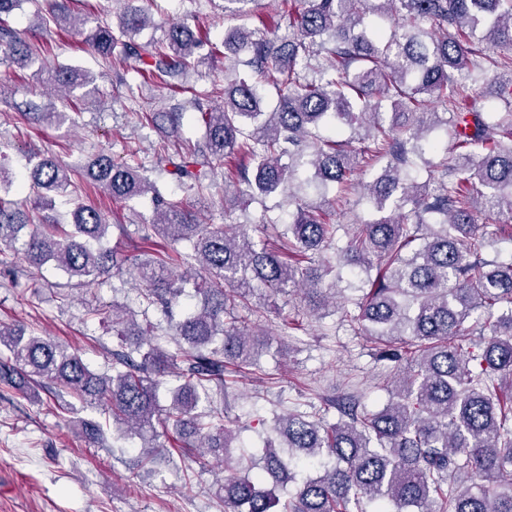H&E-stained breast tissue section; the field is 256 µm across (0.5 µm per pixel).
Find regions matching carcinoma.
Masks as SVG:
<instances>
[{
    "mask_svg": "<svg viewBox=\"0 0 512 512\" xmlns=\"http://www.w3.org/2000/svg\"><path fill=\"white\" fill-rule=\"evenodd\" d=\"M24 0H0V52L29 66L37 53L8 19ZM117 29L97 26L86 42L100 56L132 59L146 80L178 89L176 80L224 58V104L204 105L193 94L188 109L197 139L184 136V112L145 113L178 138L171 178L201 189L208 171L224 170L235 203L273 193L296 206L275 240L257 245L250 231L265 225L205 224L163 196L147 169L99 153L85 176L112 198L132 201L152 194L156 219L147 232L173 243L187 241L203 272L196 301L176 314L185 277L172 271L180 252L139 263L134 255L102 247L109 224L92 205L78 203L70 224H36L0 196V264L21 252L42 266L51 261L78 283L94 282L123 264L145 283L141 297L161 306L175 349L155 344L151 331L130 323L112 306V326L136 341L112 352V375L94 373L77 350L47 336H28L0 324V384L34 378L58 384L73 397L101 402L112 424L141 440L140 460L166 451L154 443L161 423L182 448L224 465L217 494L224 512H512V259H488L478 214H512V62L498 75V104L489 112H464L461 75L483 71L489 53L512 47V0H280L279 17L291 36H269L266 24L225 29L214 43L183 21L162 38L137 42L156 27L138 0H121ZM58 26L85 29L61 0H48ZM54 85L60 106L27 112L36 123L70 120V97L99 95L94 79L62 67ZM275 91L278 105L261 104ZM453 106L449 115L427 111L428 99ZM450 136L447 147L429 138ZM360 144L351 148L353 143ZM450 159L431 160L440 149ZM288 162H282L283 156ZM386 161L363 198L378 217L347 228L346 246L334 261L316 251L342 228L323 205H304V192L337 187V202L356 189L359 163ZM29 189L43 208L71 186V167L54 157H29ZM311 168L297 178L300 168ZM423 171L417 182L411 171ZM409 213H404L406 205ZM354 264L360 280L356 312L345 318L357 336H368L378 360L401 372L389 400L376 412L353 395L328 410L278 416L261 458L235 444L224 416L199 409L212 388L224 389L226 364H254L265 334L255 323L260 306L254 286L271 294L301 292L323 317L336 304L335 269ZM488 331L476 353L473 324ZM176 378L170 404H159L164 378ZM78 433L105 441L104 425L78 421Z\"/></svg>",
    "mask_w": 512,
    "mask_h": 512,
    "instance_id": "obj_1",
    "label": "carcinoma"
}]
</instances>
